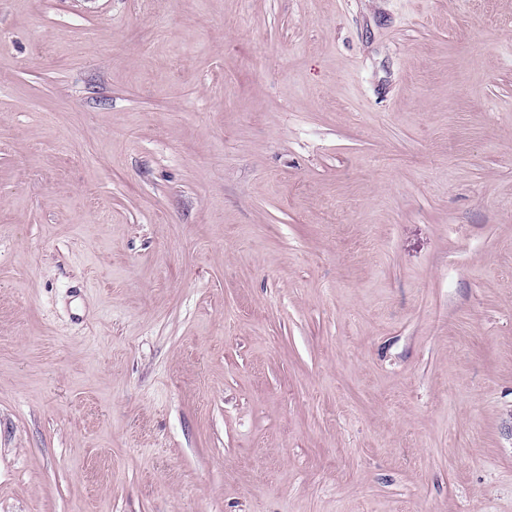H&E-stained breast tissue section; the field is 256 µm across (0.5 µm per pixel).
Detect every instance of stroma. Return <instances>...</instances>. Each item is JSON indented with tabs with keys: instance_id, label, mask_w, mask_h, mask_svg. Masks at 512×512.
I'll return each instance as SVG.
<instances>
[{
	"instance_id": "stroma-1",
	"label": "stroma",
	"mask_w": 512,
	"mask_h": 512,
	"mask_svg": "<svg viewBox=\"0 0 512 512\" xmlns=\"http://www.w3.org/2000/svg\"><path fill=\"white\" fill-rule=\"evenodd\" d=\"M0 512H512V0H0Z\"/></svg>"
}]
</instances>
